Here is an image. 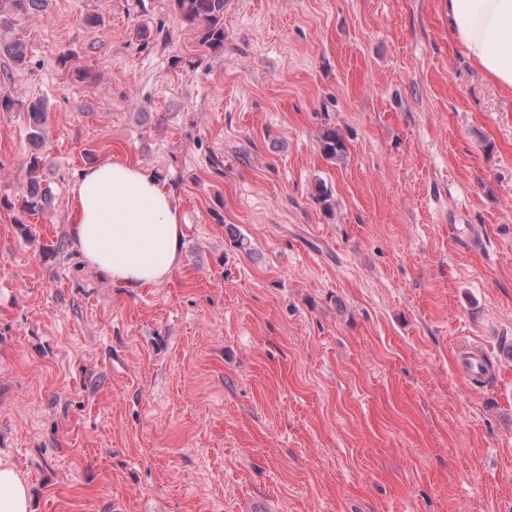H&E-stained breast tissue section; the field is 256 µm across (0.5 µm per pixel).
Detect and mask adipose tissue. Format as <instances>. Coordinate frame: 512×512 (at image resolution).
Returning <instances> with one entry per match:
<instances>
[{
	"mask_svg": "<svg viewBox=\"0 0 512 512\" xmlns=\"http://www.w3.org/2000/svg\"><path fill=\"white\" fill-rule=\"evenodd\" d=\"M448 25L470 59L512 90V0H447ZM69 235L91 267L128 288L165 283L182 260L180 204L152 171L120 162L84 169ZM27 482L0 457V512H30Z\"/></svg>",
	"mask_w": 512,
	"mask_h": 512,
	"instance_id": "ef3b65f1",
	"label": "adipose tissue"
}]
</instances>
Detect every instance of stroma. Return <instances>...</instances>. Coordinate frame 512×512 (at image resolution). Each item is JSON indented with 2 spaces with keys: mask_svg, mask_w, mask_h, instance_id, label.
<instances>
[{
  "mask_svg": "<svg viewBox=\"0 0 512 512\" xmlns=\"http://www.w3.org/2000/svg\"><path fill=\"white\" fill-rule=\"evenodd\" d=\"M10 34L53 191L0 209V455L32 512H512V92L446 0H229L219 52L171 0H50ZM26 130L0 112L2 198ZM94 160L176 193L164 284L70 245ZM320 150L328 159H336L345 153V145L334 128H327L319 139Z\"/></svg>",
  "mask_w": 512,
  "mask_h": 512,
  "instance_id": "obj_1",
  "label": "stroma"
}]
</instances>
